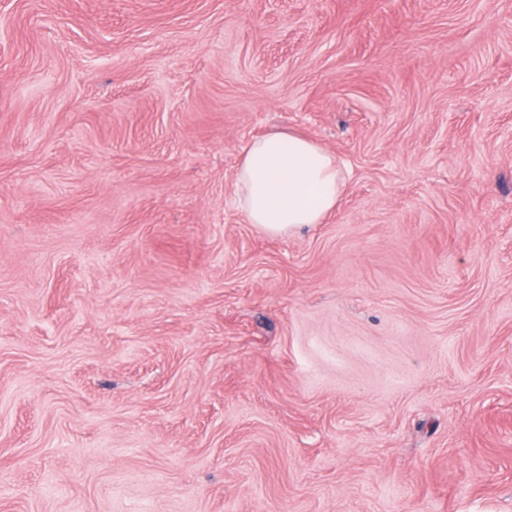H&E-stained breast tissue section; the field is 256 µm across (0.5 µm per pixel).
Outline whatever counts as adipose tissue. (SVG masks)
I'll return each instance as SVG.
<instances>
[{
    "label": "adipose tissue",
    "instance_id": "ef3b65f1",
    "mask_svg": "<svg viewBox=\"0 0 512 512\" xmlns=\"http://www.w3.org/2000/svg\"><path fill=\"white\" fill-rule=\"evenodd\" d=\"M235 182L239 208L251 224L271 235L322 223L345 186L333 153L306 137L281 132L245 147Z\"/></svg>",
    "mask_w": 512,
    "mask_h": 512
}]
</instances>
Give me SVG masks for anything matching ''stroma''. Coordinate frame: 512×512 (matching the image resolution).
<instances>
[{
	"instance_id": "stroma-1",
	"label": "stroma",
	"mask_w": 512,
	"mask_h": 512,
	"mask_svg": "<svg viewBox=\"0 0 512 512\" xmlns=\"http://www.w3.org/2000/svg\"><path fill=\"white\" fill-rule=\"evenodd\" d=\"M0 512H512V0H0ZM235 182L238 207L250 224L271 235L321 224L345 186L333 153L306 137L281 132L244 148Z\"/></svg>"
}]
</instances>
